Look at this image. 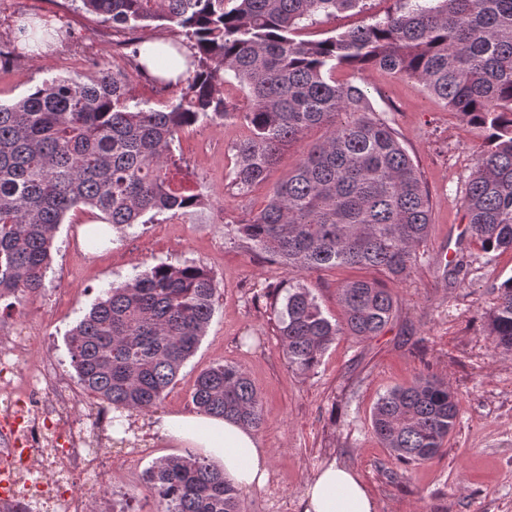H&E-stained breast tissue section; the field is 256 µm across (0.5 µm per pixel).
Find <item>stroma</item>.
Masks as SVG:
<instances>
[{"instance_id": "stroma-1", "label": "stroma", "mask_w": 512, "mask_h": 512, "mask_svg": "<svg viewBox=\"0 0 512 512\" xmlns=\"http://www.w3.org/2000/svg\"><path fill=\"white\" fill-rule=\"evenodd\" d=\"M394 7L395 0H366L364 11L318 17L300 37L321 40L384 17ZM22 15L65 27L72 37L37 59L0 64V103H14L55 78H90L97 62L125 74L132 95L150 107L176 98L177 89L160 90L136 73L128 33L82 9L79 0H0L1 47ZM336 78L366 87L429 191V235L407 276L345 268L301 276L267 262L235 227L263 208L276 183L307 146L325 139L328 129L311 128L285 147L265 181L242 191L228 173L246 126L239 119L206 121L180 133L172 146L186 186L203 198V206L179 215L167 212L113 234L111 248L94 254L73 245L82 225L95 223L94 213H68L56 232L43 292L0 326L29 333L35 347L16 369L25 371L45 356L74 381L65 338L101 290L162 261L193 262L217 276L215 313L194 356L153 413L191 412L195 378L214 363L247 372L261 397L264 422L257 436L271 452V478L264 490L241 493L245 512H295L306 481L330 462L357 472L377 512H512V354L495 348L485 320L496 287L512 276V250L485 254L464 230L462 207L483 139L416 79L376 67L340 69ZM450 258L475 267V275L464 280L447 275ZM349 278L376 280L388 288L393 320L365 341L339 337L314 372L290 368L274 315L289 285H305L324 314L339 320L337 289ZM426 376L447 384L459 414L439 456L404 464L374 435L371 411L386 391ZM100 448L115 477L93 492L98 512H112L113 497L122 495L133 498L137 512H156L144 473L156 459L177 454V446L159 440L131 451L106 435Z\"/></svg>"}]
</instances>
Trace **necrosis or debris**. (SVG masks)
<instances>
[{"mask_svg":"<svg viewBox=\"0 0 512 512\" xmlns=\"http://www.w3.org/2000/svg\"><path fill=\"white\" fill-rule=\"evenodd\" d=\"M82 397L56 366L30 364L18 378L0 380V512H15L21 495L53 503L56 512H88L84 496L60 491L109 479L99 450L90 449L75 417Z\"/></svg>","mask_w":512,"mask_h":512,"instance_id":"4bbe7bcc","label":"necrosis or debris"}]
</instances>
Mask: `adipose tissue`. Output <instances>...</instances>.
Masks as SVG:
<instances>
[{
    "instance_id": "obj_1",
    "label": "adipose tissue",
    "mask_w": 512,
    "mask_h": 512,
    "mask_svg": "<svg viewBox=\"0 0 512 512\" xmlns=\"http://www.w3.org/2000/svg\"><path fill=\"white\" fill-rule=\"evenodd\" d=\"M150 434L193 448L224 473L227 482L249 493L266 487L270 455L254 431L233 421L200 413H172L156 421ZM302 512H375L374 499L358 474L328 463L309 479L301 494Z\"/></svg>"
}]
</instances>
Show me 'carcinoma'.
<instances>
[{
  "label": "carcinoma",
  "mask_w": 512,
  "mask_h": 512,
  "mask_svg": "<svg viewBox=\"0 0 512 512\" xmlns=\"http://www.w3.org/2000/svg\"><path fill=\"white\" fill-rule=\"evenodd\" d=\"M80 2L118 29L162 22L185 36L193 53L175 82L135 65L152 83L179 88L162 110L135 101L127 78L104 67L85 81L52 80L0 104V310L41 293L68 212L90 206L123 231L199 207L200 196L169 176L171 145L202 121L238 117L249 133L235 147L231 183L243 191L266 179L285 145L314 126H332L252 220L236 225L267 261L300 274L330 267L408 274L429 233V192L367 91L336 81L343 67L414 78L482 133L465 218L484 252L512 250V0H397L384 17L319 41L296 36L316 17L360 10L365 0ZM66 34L58 28L40 38L38 25L21 16L0 58ZM226 74L245 90L247 111H229ZM341 115L346 119L336 121ZM216 292L215 274L187 263L160 262L111 284L67 336L82 391L108 410L156 406L196 352ZM338 299L340 323L302 285L288 288L275 309L283 351L299 372L317 368L337 337L370 339L394 317L393 297L376 281L346 280ZM487 322L495 346L512 353V277L497 287ZM190 399L200 413L262 426L258 392L236 365L201 371ZM457 416L448 386L425 377L382 395L372 428L397 460L419 463L439 455ZM145 481L157 512H243L224 473L198 455L159 458Z\"/></svg>",
  "instance_id": "cac0c4a2"
}]
</instances>
